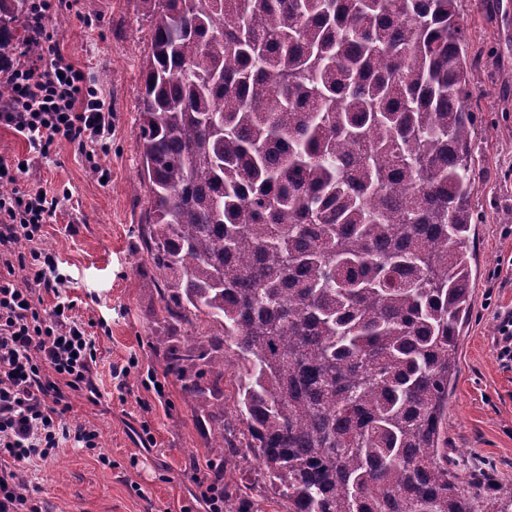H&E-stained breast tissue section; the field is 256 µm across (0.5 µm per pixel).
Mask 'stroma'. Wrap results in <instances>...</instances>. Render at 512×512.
<instances>
[{
	"instance_id": "35a3bbf8",
	"label": "stroma",
	"mask_w": 512,
	"mask_h": 512,
	"mask_svg": "<svg viewBox=\"0 0 512 512\" xmlns=\"http://www.w3.org/2000/svg\"><path fill=\"white\" fill-rule=\"evenodd\" d=\"M471 54L480 175L471 205L483 218L475 235L471 313L448 387V466L475 491L474 464L486 467L497 496L512 495V368L497 358V317L512 310V18L489 14L483 0H461ZM50 27L54 43L85 71L112 106V135L102 153L109 171L100 182L78 145L30 152L25 140L0 128V160L30 166L9 192H68L45 226L42 247L66 275L74 315L93 321L97 397L70 396L68 425H92L94 448L64 446L24 472L48 512H203L194 498L192 462L210 459L211 431L185 400L180 382L164 372L163 274L144 253L138 229L146 220L147 192L137 147L139 93L151 24L138 0H72ZM128 367L125 379L114 371ZM165 387L157 395L155 384ZM149 425L143 447L138 431Z\"/></svg>"
}]
</instances>
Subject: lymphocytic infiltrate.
<instances>
[{
    "instance_id": "f902f5d3",
    "label": "lymphocytic infiltrate",
    "mask_w": 512,
    "mask_h": 512,
    "mask_svg": "<svg viewBox=\"0 0 512 512\" xmlns=\"http://www.w3.org/2000/svg\"><path fill=\"white\" fill-rule=\"evenodd\" d=\"M56 8V0H29L28 18L42 43L38 57L0 55V81L12 88L0 105V126L42 154L56 143L79 144L102 179L109 171L98 156L112 133V109L54 44L47 23ZM59 204L42 190L0 195V512H45L23 469L69 441L98 445L96 428L63 421L68 391L93 388L97 349L85 323L72 317V301L59 298L66 275L39 247ZM48 292L57 296L49 308Z\"/></svg>"
}]
</instances>
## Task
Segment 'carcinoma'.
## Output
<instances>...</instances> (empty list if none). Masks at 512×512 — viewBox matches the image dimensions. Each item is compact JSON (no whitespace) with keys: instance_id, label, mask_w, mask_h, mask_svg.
Returning <instances> with one entry per match:
<instances>
[{"instance_id":"cac0c4a2","label":"carcinoma","mask_w":512,"mask_h":512,"mask_svg":"<svg viewBox=\"0 0 512 512\" xmlns=\"http://www.w3.org/2000/svg\"><path fill=\"white\" fill-rule=\"evenodd\" d=\"M24 2L0 46L37 52ZM459 2L139 0L140 235L186 333L164 371L288 512H509L448 468L481 223Z\"/></svg>"}]
</instances>
